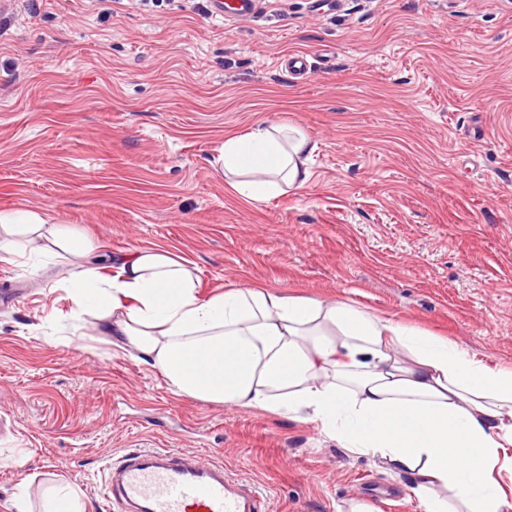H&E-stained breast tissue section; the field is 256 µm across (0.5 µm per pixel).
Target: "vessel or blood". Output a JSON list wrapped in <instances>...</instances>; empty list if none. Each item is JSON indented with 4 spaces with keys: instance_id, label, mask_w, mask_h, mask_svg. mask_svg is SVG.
I'll return each mask as SVG.
<instances>
[{
    "instance_id": "vessel-or-blood-1",
    "label": "vessel or blood",
    "mask_w": 512,
    "mask_h": 512,
    "mask_svg": "<svg viewBox=\"0 0 512 512\" xmlns=\"http://www.w3.org/2000/svg\"><path fill=\"white\" fill-rule=\"evenodd\" d=\"M104 495L114 512H265L251 484L223 465L174 448H131L107 458Z\"/></svg>"
}]
</instances>
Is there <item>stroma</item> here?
I'll use <instances>...</instances> for the list:
<instances>
[{
    "label": "stroma",
    "mask_w": 512,
    "mask_h": 512,
    "mask_svg": "<svg viewBox=\"0 0 512 512\" xmlns=\"http://www.w3.org/2000/svg\"><path fill=\"white\" fill-rule=\"evenodd\" d=\"M307 73L288 70L289 56ZM300 125L299 190L254 203L228 133ZM40 209L112 256L156 246L203 293L346 300L512 366V0H0V209ZM64 266L0 261V512L66 481L110 512L102 459L182 448L269 512H423L409 476L309 424L173 396L100 329L72 336Z\"/></svg>",
    "instance_id": "stroma-1"
}]
</instances>
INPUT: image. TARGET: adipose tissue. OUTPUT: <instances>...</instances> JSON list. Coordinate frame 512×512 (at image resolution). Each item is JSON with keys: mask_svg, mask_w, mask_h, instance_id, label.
Wrapping results in <instances>:
<instances>
[{"mask_svg": "<svg viewBox=\"0 0 512 512\" xmlns=\"http://www.w3.org/2000/svg\"><path fill=\"white\" fill-rule=\"evenodd\" d=\"M313 152L288 123L229 135L231 188L263 202L301 188ZM63 262L75 324L93 319L149 360L170 390L314 425L356 456L408 473L425 512H512L498 475L512 464V368L346 301L236 284L202 294L190 260L160 247L105 274L100 245L44 211L0 210V261Z\"/></svg>", "mask_w": 512, "mask_h": 512, "instance_id": "adipose-tissue-1", "label": "adipose tissue"}]
</instances>
